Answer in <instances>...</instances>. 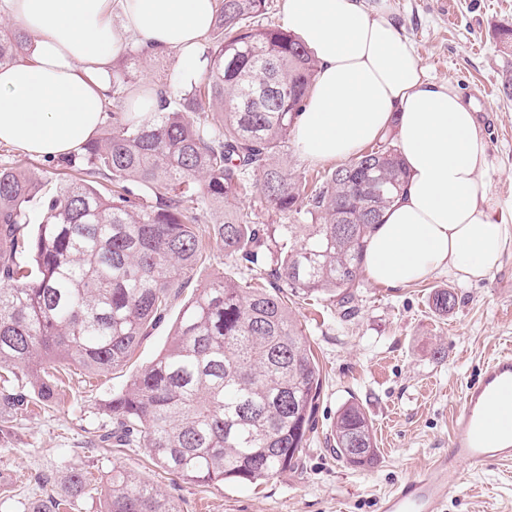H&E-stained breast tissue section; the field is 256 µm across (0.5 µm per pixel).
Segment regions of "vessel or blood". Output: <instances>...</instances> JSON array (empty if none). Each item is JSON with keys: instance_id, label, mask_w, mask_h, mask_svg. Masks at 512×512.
<instances>
[{"instance_id": "1", "label": "vessel or blood", "mask_w": 512, "mask_h": 512, "mask_svg": "<svg viewBox=\"0 0 512 512\" xmlns=\"http://www.w3.org/2000/svg\"><path fill=\"white\" fill-rule=\"evenodd\" d=\"M512 462V352L494 357L470 385L452 417L447 452L400 483L380 512H445L448 496L465 471Z\"/></svg>"}]
</instances>
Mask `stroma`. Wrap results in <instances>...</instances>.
I'll use <instances>...</instances> for the list:
<instances>
[{"label":"stroma","mask_w":512,"mask_h":512,"mask_svg":"<svg viewBox=\"0 0 512 512\" xmlns=\"http://www.w3.org/2000/svg\"><path fill=\"white\" fill-rule=\"evenodd\" d=\"M395 18L438 82L451 83L473 102L491 157L478 180L504 206L512 207V96L501 79L512 72V44L499 30L512 24V0H392ZM219 244L196 265L164 319L142 337L123 367L96 377L72 370L53 404L0 411L13 429L0 443V512H25L46 496H67L71 467L87 470L89 485L71 512H100V491L112 468L136 472L173 498L181 512H379L395 485L445 452L451 411L462 408L467 387L485 362L512 349V253L499 270L474 284L441 272L427 281L391 289L363 278L353 312L328 298L296 304L322 375L316 425L299 465L260 485L203 486L169 474L146 449L96 451L88 436L110 427L101 410L112 392L126 385L168 345L179 313L200 288L236 275ZM454 292L448 314L432 306L435 290ZM359 402L372 422L376 463L354 469L336 458L329 438L337 411ZM447 512H512V466L466 473L448 499Z\"/></svg>","instance_id":"35a3bbf8"}]
</instances>
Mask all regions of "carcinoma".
Masks as SVG:
<instances>
[{
    "mask_svg": "<svg viewBox=\"0 0 512 512\" xmlns=\"http://www.w3.org/2000/svg\"><path fill=\"white\" fill-rule=\"evenodd\" d=\"M266 0H218L203 77L177 97L157 89L139 122L126 99L143 76L134 50L112 68L110 123L62 158L76 176L40 198L25 170L0 167V370L20 373L34 400L56 399L59 374H104L126 364L149 326L187 284L205 240L245 270L214 280L185 304L171 342L106 400L115 431L92 448L138 444L175 477L207 485L255 484L295 467L308 447L320 369L288 296L327 295L347 307L360 285L367 238L401 192L406 172L391 134L314 185L278 161L308 97L316 59L287 30L261 23ZM0 27V67L25 54ZM112 189L101 191V181ZM251 193L257 207L232 208ZM220 219L189 222L198 201ZM311 220L262 224L256 209ZM446 314L455 294L434 292ZM27 394L0 388V407ZM336 457L355 468L377 460L373 426L354 401L332 429ZM73 496L85 472L70 470ZM101 512H180L131 471L112 468ZM49 497L28 512H63Z\"/></svg>",
    "mask_w": 512,
    "mask_h": 512,
    "instance_id": "carcinoma-1",
    "label": "carcinoma"
}]
</instances>
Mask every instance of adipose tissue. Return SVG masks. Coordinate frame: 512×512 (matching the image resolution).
Returning <instances> with one entry per match:
<instances>
[{"label": "adipose tissue", "instance_id": "1", "mask_svg": "<svg viewBox=\"0 0 512 512\" xmlns=\"http://www.w3.org/2000/svg\"><path fill=\"white\" fill-rule=\"evenodd\" d=\"M216 0H0L30 38L0 68V145L33 156L75 152L108 115L112 66L131 44L199 64ZM284 22L319 67L291 131L312 162H346L394 130L407 180L366 246L364 268L389 288L437 273L489 277L512 251V225L478 184L490 168L474 108L430 80L390 0H284Z\"/></svg>", "mask_w": 512, "mask_h": 512}]
</instances>
